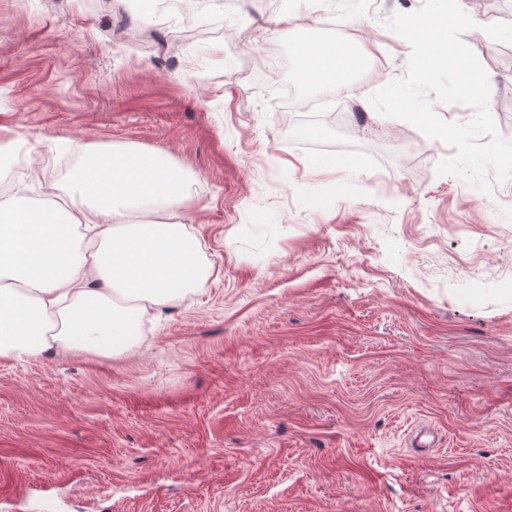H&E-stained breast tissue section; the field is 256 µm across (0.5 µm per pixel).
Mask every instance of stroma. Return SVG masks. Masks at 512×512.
<instances>
[{"instance_id":"35a3bbf8","label":"stroma","mask_w":512,"mask_h":512,"mask_svg":"<svg viewBox=\"0 0 512 512\" xmlns=\"http://www.w3.org/2000/svg\"><path fill=\"white\" fill-rule=\"evenodd\" d=\"M423 3L194 0L205 38L159 52L127 33L180 12L0 0L9 194L65 199L76 142L165 151L215 265L129 353L0 359V512H512V178L439 173L454 148L368 101L408 71L387 21ZM473 19L512 141V43ZM313 38L369 51L317 109L266 68Z\"/></svg>"}]
</instances>
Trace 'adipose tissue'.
Masks as SVG:
<instances>
[{
	"mask_svg": "<svg viewBox=\"0 0 512 512\" xmlns=\"http://www.w3.org/2000/svg\"><path fill=\"white\" fill-rule=\"evenodd\" d=\"M294 62L303 81L335 85L362 59L317 40ZM73 151L80 164L63 203H0V359L131 351L149 310L202 289L212 274L184 224L145 217L191 202L167 153L84 142Z\"/></svg>",
	"mask_w": 512,
	"mask_h": 512,
	"instance_id": "1",
	"label": "adipose tissue"
}]
</instances>
